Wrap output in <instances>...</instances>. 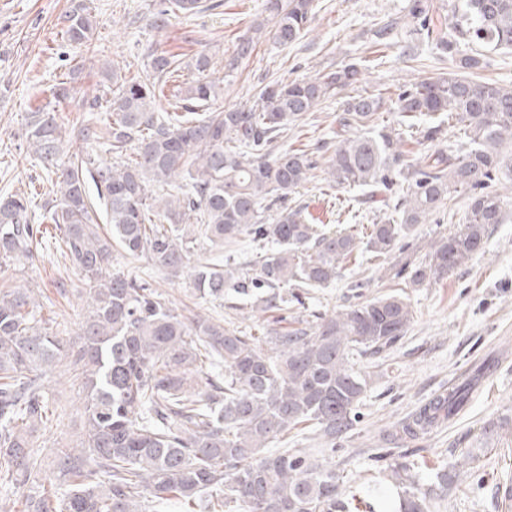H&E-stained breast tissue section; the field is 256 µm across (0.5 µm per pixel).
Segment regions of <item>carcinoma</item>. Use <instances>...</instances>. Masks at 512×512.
Returning a JSON list of instances; mask_svg holds the SVG:
<instances>
[{
  "mask_svg": "<svg viewBox=\"0 0 512 512\" xmlns=\"http://www.w3.org/2000/svg\"><path fill=\"white\" fill-rule=\"evenodd\" d=\"M315 0H267L268 18L256 20L224 61L223 80L236 77L255 42L281 47L308 31ZM200 7V0H164L150 14L162 29L170 18ZM409 15L428 45L451 57L454 70L404 86L396 109L405 121L428 119L420 130L428 143L445 139V123L464 141L429 155L424 164L407 158L402 133L371 125L383 98L346 99L327 174L337 185L369 188V196L406 192L394 216L372 225L366 248L388 261L392 278L406 287L437 282L484 250L490 227L505 220L512 201V169L501 148L512 144V87L476 81L486 55L459 54L467 39L493 50L512 47V0H463L454 21L413 0ZM97 22L78 3L66 13L63 37L87 46ZM192 83L174 95L183 114L157 112V93L181 70L180 59L161 51L150 71L129 77L116 64L103 66L112 122L85 127L77 136L112 155L99 162L90 153L63 161L62 128L51 111L31 112L25 136L60 189L44 205L43 218L57 226L56 249L80 270L89 289L74 364L85 390L84 438L56 449L58 482H41L33 434L52 426L56 410L43 376L69 356V346L42 326L29 288L0 289V481L28 486L26 512H147L146 497L159 507L190 503L205 493L206 512H346L342 477L328 461L272 448L302 425L330 445L346 440L357 424V407L371 381L358 358L392 349L407 334L413 315L408 297L389 294L323 314L311 329H270L262 340L243 336L205 315L175 313L146 281L109 273L112 252L146 257L178 273L198 239L220 251L244 238L268 248L249 268L217 257L194 267L202 298L221 299L224 289L241 294L269 288L265 311L285 303L276 289L326 285L359 249L346 231L317 233L289 197L313 177L315 163L300 149L275 150L288 126L325 99L361 81L348 64L314 78L262 86L250 106L197 116L219 96L220 79L210 57L193 60ZM191 185L192 194L149 196L152 184ZM507 183L506 192L486 190ZM469 195L465 221L432 239L424 254L410 250L416 226L440 212L451 195ZM280 205L277 217L264 213ZM106 222L99 223L97 205ZM43 232L34 224L31 201L19 194L0 198V267L33 258ZM473 384L463 382L435 396L395 426L386 441L404 448L430 437L463 409ZM467 455L435 469L423 485L401 452L385 469L400 489V512H433L436 499L470 465Z\"/></svg>",
  "mask_w": 512,
  "mask_h": 512,
  "instance_id": "cac0c4a2",
  "label": "carcinoma"
}]
</instances>
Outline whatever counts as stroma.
Instances as JSON below:
<instances>
[{"label": "stroma", "instance_id": "35a3bbf8", "mask_svg": "<svg viewBox=\"0 0 512 512\" xmlns=\"http://www.w3.org/2000/svg\"><path fill=\"white\" fill-rule=\"evenodd\" d=\"M215 2L216 9L172 19L168 27L157 30L147 26L146 17L160 0H0V196L25 194L38 214L45 201L55 198L56 186L47 181L27 148L25 117L44 106L53 109L67 133L65 155L85 151V143L71 138L72 127L101 126L111 120L108 112L90 105L98 92L102 63L114 61L141 70L153 53L167 51L180 56V80L187 83L195 77L192 59L204 52L212 59L216 77H223L225 58L253 19L262 15L264 0ZM77 3L98 22L90 45L81 48L69 46L61 35V18ZM409 4L410 0H316L306 35L285 48L259 40L234 81L225 85L216 107L252 104L261 83L272 79L300 80L355 63L363 71L357 92L382 94L383 120L400 126L395 105L399 87L452 68L450 59L423 43L417 63L406 62L403 51L411 36L402 19ZM386 23L393 24L394 31L382 44L375 32ZM344 99L340 93L324 100L289 130L283 144L307 151L317 163L311 180L292 196L307 221L362 237L370 225L392 216V205L403 190L394 186L385 202L371 204L366 191L329 185L324 172L326 145L335 139ZM468 203L467 194H455L430 223L419 225L414 246L424 247L429 238L463 223ZM112 269L147 281L183 316L206 315L249 336L264 335L277 322L285 328L309 327L318 314L406 292L413 310L406 336L386 355L360 361L373 380L359 405L352 437L331 449L305 428L289 437L287 447L331 460L357 512L392 510L398 493L386 489L379 476L390 461L384 431L494 358L497 366L487 372L466 406L413 458L439 468L463 452L476 457L435 512H512V210L504 223L493 227L482 253L438 283L406 288L386 276L382 260L361 252L334 282L310 290L301 302H289L282 310H258L254 296L232 290L218 300L199 297L188 272L174 276L143 257L116 253ZM1 288L33 289L43 321L65 342L78 344L88 285L56 249L41 250L32 261L0 269ZM45 388L59 419L53 427L38 430L34 446L42 476L51 480L56 475V449L76 446L83 433L84 394L71 359H64L46 378Z\"/></svg>", "mask_w": 512, "mask_h": 512}]
</instances>
